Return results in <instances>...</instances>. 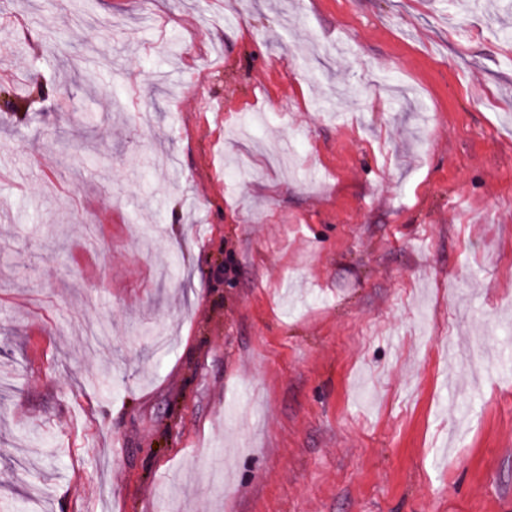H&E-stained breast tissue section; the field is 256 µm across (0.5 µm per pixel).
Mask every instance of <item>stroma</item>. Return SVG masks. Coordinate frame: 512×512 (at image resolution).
<instances>
[{"label":"stroma","instance_id":"obj_1","mask_svg":"<svg viewBox=\"0 0 512 512\" xmlns=\"http://www.w3.org/2000/svg\"><path fill=\"white\" fill-rule=\"evenodd\" d=\"M509 340L512 0H0V512H512Z\"/></svg>","mask_w":512,"mask_h":512}]
</instances>
